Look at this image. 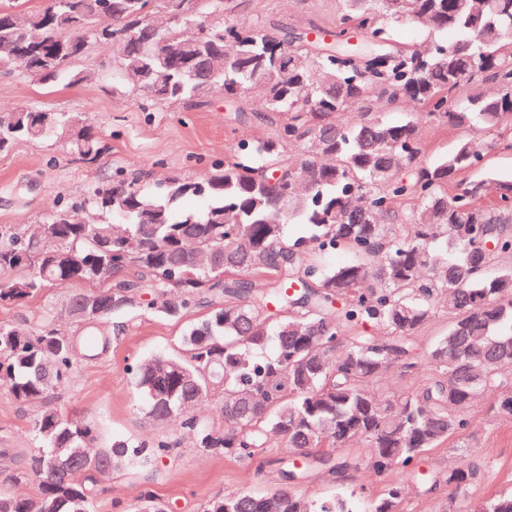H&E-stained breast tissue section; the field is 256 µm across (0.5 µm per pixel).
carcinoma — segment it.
Masks as SVG:
<instances>
[{
    "mask_svg": "<svg viewBox=\"0 0 512 512\" xmlns=\"http://www.w3.org/2000/svg\"><path fill=\"white\" fill-rule=\"evenodd\" d=\"M190 2L189 15L184 0H47L19 15L12 9L22 0L0 7V73L14 70L22 53L40 81L77 85L88 74L69 64L105 45L114 92L190 108L215 94L249 93L287 119L278 138L239 143L203 182L171 178L157 192L137 179L100 185L44 217L46 244L28 224L0 225V305L70 280L91 286L68 299L79 336L56 328L48 309L22 325L0 324V384L22 404H41L35 448L21 449L18 468L38 493L21 498L1 487L5 512H94L93 461L112 474L133 457L171 454L173 439L98 450L92 426L47 399L75 351L89 360L106 351L112 314L145 307L179 319L203 305L210 311L185 330L176 352L137 365L138 393L152 418L181 419L195 447L209 452L249 458L280 437L285 452L276 463L287 486L217 494L200 512H403L394 481L366 502L290 488L331 460L333 474L364 460L377 475L397 470L426 493L446 485L457 512H512V492L479 506L467 500L479 465L420 466L426 451L472 427L478 398L496 394L498 411L512 417L507 383L472 376L493 357L512 362V264L502 262L512 256V181L483 180L477 190L461 182L450 193L458 172L481 166L491 145L462 137L423 166L417 140L423 118L488 130L512 123V0H338L334 40L313 43L303 31L224 19V0ZM401 22L424 26L429 43L396 41ZM448 32L450 42L442 38ZM484 78L497 93L476 89L448 110L450 92ZM403 99L426 111L401 123L336 122L339 112ZM52 138L67 140L77 160L103 151L79 112L0 113V154L18 141ZM290 141L306 145L296 165L283 155ZM184 197L202 198L203 208L176 211ZM290 224L306 225L309 240H290ZM187 245L214 264L187 267ZM337 249L357 260L322 266L310 257ZM14 270L22 274L1 278ZM244 276L264 287H248ZM85 295L95 302L86 311L76 306ZM439 305L451 316L448 332L423 350L418 332ZM365 321L383 335L359 332ZM423 361L434 372L420 387L390 396L369 388L387 369L410 374ZM205 400L220 405L222 422L182 409ZM348 448H366L367 457ZM132 512H166V504L143 493Z\"/></svg>",
    "mask_w": 512,
    "mask_h": 512,
    "instance_id": "1",
    "label": "carcinoma"
}]
</instances>
